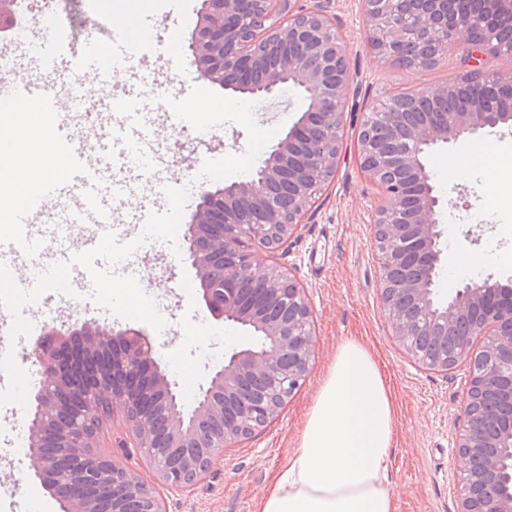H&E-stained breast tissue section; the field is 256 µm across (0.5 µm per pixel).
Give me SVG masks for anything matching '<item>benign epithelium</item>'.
<instances>
[{"mask_svg": "<svg viewBox=\"0 0 512 512\" xmlns=\"http://www.w3.org/2000/svg\"><path fill=\"white\" fill-rule=\"evenodd\" d=\"M297 0H202L188 43L201 76L239 97H262L288 86L318 94L268 152L250 180L200 189V202L184 235L185 257L200 284L207 311L239 325L248 342L231 348L213 369L194 405L184 407L168 371L153 357L150 337L83 321L55 324L30 346L43 368L30 390L27 420L33 476L59 502L61 512H137L147 497L152 512H166L156 488L128 478L111 454L92 451L102 419L117 414L124 434L115 447L142 454L159 485L184 491L208 473L219 452L233 448L274 420L312 369L313 311L305 288L275 261L276 249L300 235L316 193L336 173L343 112L349 90L348 52L326 6ZM478 11L512 35V0H475ZM452 0H361L369 41L407 68L448 55L465 35L463 63L481 75L484 57L508 50L480 36ZM14 28L12 0H0V32ZM461 79L374 103L362 115L357 141L361 171L379 189L376 241L405 239L422 259L410 278L395 283L400 254L380 252L381 303L391 336L418 365L446 372L468 367L463 429L456 439L469 462L457 486L458 512H512V465L482 435L476 411L493 389L499 369L481 364L493 353L509 365L502 377L512 391V282L470 281L444 298L435 288L442 263L443 202L427 167V154L451 141L472 140L499 125L511 110H493L479 95L459 112H428L451 100ZM269 254L255 266L256 252ZM468 323L451 359L430 360L412 343L420 328ZM247 376L278 387L250 409L233 406Z\"/></svg>", "mask_w": 512, "mask_h": 512, "instance_id": "obj_1", "label": "benign epithelium"}]
</instances>
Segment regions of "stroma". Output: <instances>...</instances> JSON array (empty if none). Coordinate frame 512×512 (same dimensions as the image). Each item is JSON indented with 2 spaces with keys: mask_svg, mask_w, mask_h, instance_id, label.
Masks as SVG:
<instances>
[{
  "mask_svg": "<svg viewBox=\"0 0 512 512\" xmlns=\"http://www.w3.org/2000/svg\"><path fill=\"white\" fill-rule=\"evenodd\" d=\"M202 0H153V45L149 52H133L123 79L105 86L84 78L95 94L91 113L77 125L75 135L87 151H94L103 126L96 109L105 96L122 97L140 84L147 107L155 118L156 138L163 147L158 167L149 174L128 178L132 193L120 203L127 210L143 204L178 211L174 235H157L144 246L132 247L126 276L149 280L147 294L156 306L151 318L122 314L126 297L102 298L89 285L64 292H42L34 305L36 324L55 323L65 328L78 321H95L117 329L135 328L150 336L154 356L167 365L179 390L206 385L212 365L225 351L242 341L241 327L211 318L200 290L184 292L195 272L184 259L185 223L190 209L162 194L160 186H173L196 175L201 161L215 156L229 165L210 179L224 186L250 179L258 161L279 137L298 121L309 103L303 90L290 87L265 98H239L216 85L196 90L189 80L197 67L187 47ZM330 14L348 51L352 84L343 116L336 174L317 193L299 238L278 251L283 266L305 288L313 309L316 346L312 370L302 387L271 423L237 447L224 449L221 459L204 479L189 490L163 492L167 512H259L274 475L288 462L297 446L312 396L326 376L343 341L354 339L374 356L389 380L397 409L396 442L391 451L390 481L398 497V512H457L456 489L462 470L455 439L462 422L466 370L458 367L441 374L414 363L395 343L380 300L379 257L373 224L377 191L364 177L358 158L357 132L365 107L394 93L429 90L462 76L459 57L428 69L406 68L382 57L368 39L360 0H332ZM181 46L179 71L170 74L164 50L171 38ZM209 96L216 107L209 113L215 134L202 141L193 135L192 122L169 127L164 100L186 109L199 95ZM492 146L512 155V128L486 129L476 141H458L435 150L428 167L439 191L448 199L443 214V248L449 260L442 267L443 291L473 279L512 280V167H493L487 178H464L448 172L447 153L468 154ZM498 186L496 196L485 193V179ZM486 255V262L470 270L455 266L457 254ZM34 333L20 329L10 314H0V345L15 350L18 364L11 382L0 390L14 400L0 409V512H58L53 496L30 477V461L15 453L16 432L25 430L31 382L38 369L25 354Z\"/></svg>",
  "mask_w": 512,
  "mask_h": 512,
  "instance_id": "stroma-1",
  "label": "stroma"
}]
</instances>
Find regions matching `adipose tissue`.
I'll return each instance as SVG.
<instances>
[{"mask_svg": "<svg viewBox=\"0 0 512 512\" xmlns=\"http://www.w3.org/2000/svg\"><path fill=\"white\" fill-rule=\"evenodd\" d=\"M35 118L31 102L16 100L0 120V181L33 168L65 179L64 158L28 134ZM396 430L392 394L375 360L359 342L344 341L261 512H397L389 479Z\"/></svg>", "mask_w": 512, "mask_h": 512, "instance_id": "ef3b65f1", "label": "adipose tissue"}]
</instances>
